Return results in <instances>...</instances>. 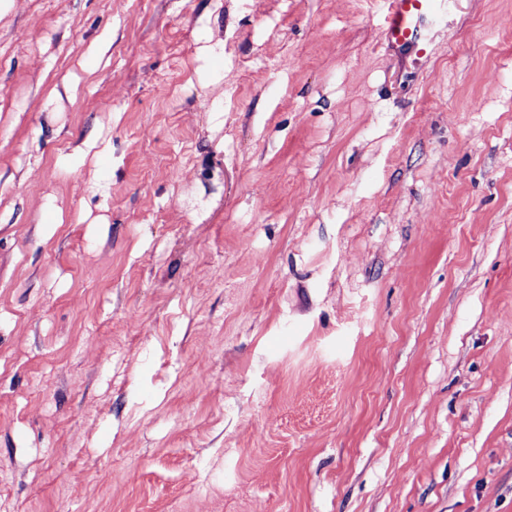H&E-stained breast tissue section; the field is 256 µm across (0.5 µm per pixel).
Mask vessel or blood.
Listing matches in <instances>:
<instances>
[{"mask_svg":"<svg viewBox=\"0 0 512 512\" xmlns=\"http://www.w3.org/2000/svg\"><path fill=\"white\" fill-rule=\"evenodd\" d=\"M381 36L401 57L423 58L431 43L432 24L448 12V0H382Z\"/></svg>","mask_w":512,"mask_h":512,"instance_id":"1","label":"vessel or blood"}]
</instances>
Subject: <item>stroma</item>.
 Masks as SVG:
<instances>
[{"instance_id":"obj_1","label":"stroma","mask_w":512,"mask_h":512,"mask_svg":"<svg viewBox=\"0 0 512 512\" xmlns=\"http://www.w3.org/2000/svg\"><path fill=\"white\" fill-rule=\"evenodd\" d=\"M380 23L0 6V512H512V0ZM381 36L387 49L400 57L427 55L432 23L448 13L452 0H382Z\"/></svg>"}]
</instances>
